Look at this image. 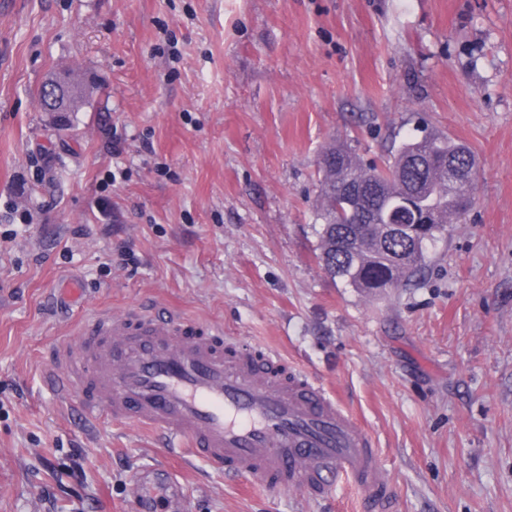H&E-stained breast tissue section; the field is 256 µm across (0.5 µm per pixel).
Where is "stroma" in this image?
Instances as JSON below:
<instances>
[{"mask_svg":"<svg viewBox=\"0 0 512 512\" xmlns=\"http://www.w3.org/2000/svg\"><path fill=\"white\" fill-rule=\"evenodd\" d=\"M95 85L66 126L37 90ZM444 133L473 202L424 277L318 264L322 151ZM147 303L277 352L372 432L397 512H512V0H0V512H362L225 480L47 382L78 319ZM138 508L140 512H181L184 510L185 489L164 468L148 471L139 480Z\"/></svg>","mask_w":512,"mask_h":512,"instance_id":"obj_1","label":"stroma"}]
</instances>
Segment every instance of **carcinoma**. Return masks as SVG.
<instances>
[{"label": "carcinoma", "instance_id": "obj_1", "mask_svg": "<svg viewBox=\"0 0 512 512\" xmlns=\"http://www.w3.org/2000/svg\"><path fill=\"white\" fill-rule=\"evenodd\" d=\"M321 228L319 264L333 279L357 289L406 288L429 262L428 248L464 219L478 177L467 146L440 135L411 137L381 163H362L343 143L323 151L319 163ZM409 224L428 218L430 234L419 242L379 239L380 224L400 201Z\"/></svg>", "mask_w": 512, "mask_h": 512}]
</instances>
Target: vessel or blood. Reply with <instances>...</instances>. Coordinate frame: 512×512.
Masks as SVG:
<instances>
[{
	"mask_svg": "<svg viewBox=\"0 0 512 512\" xmlns=\"http://www.w3.org/2000/svg\"><path fill=\"white\" fill-rule=\"evenodd\" d=\"M83 349L51 352V383L80 413L160 429L170 452L197 457L267 490L328 498L341 486L364 512H395L397 488L373 436L327 389L276 353L225 348L220 332L169 311L81 319ZM185 489L163 468L139 480V512H183Z\"/></svg>",
	"mask_w": 512,
	"mask_h": 512,
	"instance_id": "b4317fda",
	"label": "vessel or blood"
}]
</instances>
